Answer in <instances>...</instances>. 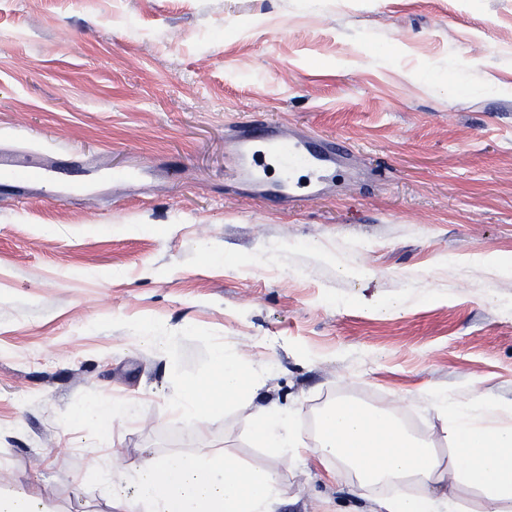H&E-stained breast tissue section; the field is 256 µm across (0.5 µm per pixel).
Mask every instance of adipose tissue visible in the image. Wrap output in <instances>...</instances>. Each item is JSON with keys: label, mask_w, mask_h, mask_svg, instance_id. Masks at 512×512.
I'll return each instance as SVG.
<instances>
[{"label": "adipose tissue", "mask_w": 512, "mask_h": 512, "mask_svg": "<svg viewBox=\"0 0 512 512\" xmlns=\"http://www.w3.org/2000/svg\"><path fill=\"white\" fill-rule=\"evenodd\" d=\"M213 371L186 384L177 401L183 414L202 403L224 406L254 396L263 372L235 349L217 348ZM431 406L448 422V457H440L430 436L409 431L388 410H367L339 399L316 422L313 445L294 426L296 412L261 408L248 424L259 447L276 459L334 463L351 475L350 492L371 499L372 512H512V419L495 414L488 393L461 405L433 390ZM134 486L112 482V512H275L281 501L273 468H254L233 451L209 456L146 453L131 466ZM464 488L474 500L449 496Z\"/></svg>", "instance_id": "1"}]
</instances>
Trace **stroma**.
Returning <instances> with one entry per match:
<instances>
[{"label":"stroma","mask_w":512,"mask_h":512,"mask_svg":"<svg viewBox=\"0 0 512 512\" xmlns=\"http://www.w3.org/2000/svg\"><path fill=\"white\" fill-rule=\"evenodd\" d=\"M258 124L351 153L278 199L234 166ZM1 148L85 169L66 199L0 194L7 512H110L141 449L211 446L274 466L277 512H368L348 474L254 447L255 404L307 439L330 400L393 409L443 456L429 389L512 414V275L473 260L512 257V0H0ZM221 343L265 386L188 429L174 404Z\"/></svg>","instance_id":"1"}]
</instances>
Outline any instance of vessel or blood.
Instances as JSON below:
<instances>
[{
    "label": "vessel or blood",
    "mask_w": 512,
    "mask_h": 512,
    "mask_svg": "<svg viewBox=\"0 0 512 512\" xmlns=\"http://www.w3.org/2000/svg\"><path fill=\"white\" fill-rule=\"evenodd\" d=\"M349 153L348 144L342 140L323 142L301 137L286 139L270 128L243 133L236 146L239 170L246 174L253 173L259 163L270 160L280 165L287 174L296 168L306 167L319 176L329 164ZM38 168V163L29 157L0 152V176L5 180H12L19 173L35 171ZM77 174L75 162L58 161L49 169L43 188L53 196H61Z\"/></svg>",
    "instance_id": "obj_1"
}]
</instances>
